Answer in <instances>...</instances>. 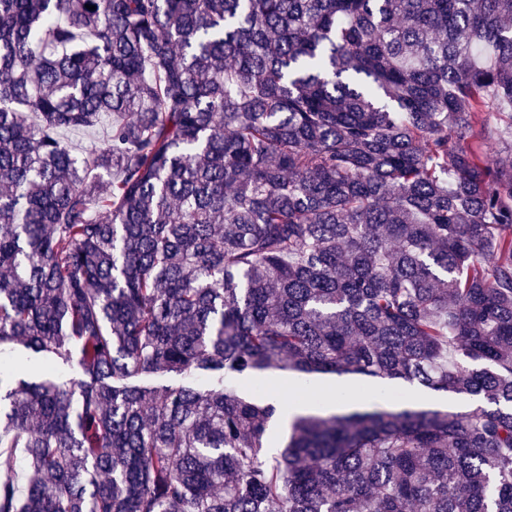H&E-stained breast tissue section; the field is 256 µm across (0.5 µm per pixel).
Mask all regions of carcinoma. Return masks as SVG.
<instances>
[{"label": "carcinoma", "instance_id": "1", "mask_svg": "<svg viewBox=\"0 0 512 512\" xmlns=\"http://www.w3.org/2000/svg\"><path fill=\"white\" fill-rule=\"evenodd\" d=\"M493 119L512 0H0V347L80 374L0 390V512H512ZM270 370L476 406L297 414L273 450L280 404L229 388ZM161 372L194 381L125 383ZM110 123L111 118L105 117L101 123L93 129L66 131L64 132V135L74 145L78 152H82L107 136Z\"/></svg>", "mask_w": 512, "mask_h": 512}]
</instances>
